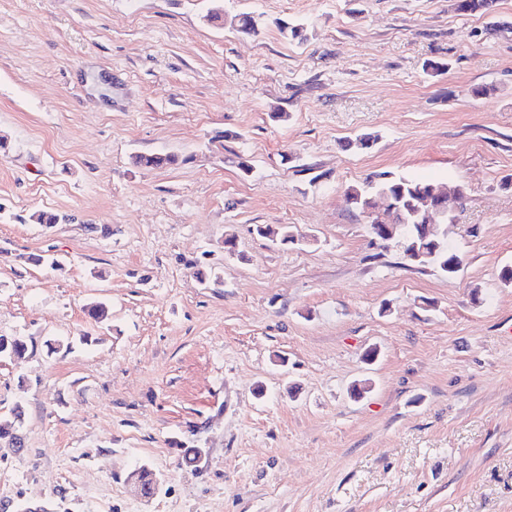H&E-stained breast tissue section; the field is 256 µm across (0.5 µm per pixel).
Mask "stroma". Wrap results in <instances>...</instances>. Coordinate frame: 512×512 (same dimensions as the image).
<instances>
[{"mask_svg":"<svg viewBox=\"0 0 512 512\" xmlns=\"http://www.w3.org/2000/svg\"><path fill=\"white\" fill-rule=\"evenodd\" d=\"M456 3L0 0V512H512V0ZM384 170L464 188L455 277L347 205Z\"/></svg>","mask_w":512,"mask_h":512,"instance_id":"obj_1","label":"stroma"}]
</instances>
